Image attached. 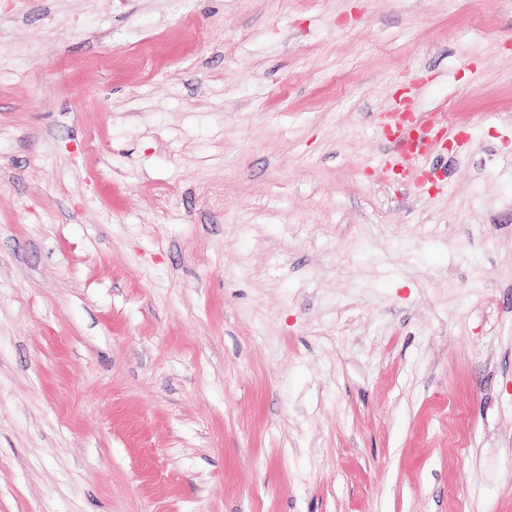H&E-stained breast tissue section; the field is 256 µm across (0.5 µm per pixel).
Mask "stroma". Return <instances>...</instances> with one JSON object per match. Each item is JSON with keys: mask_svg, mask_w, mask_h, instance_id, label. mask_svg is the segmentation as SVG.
<instances>
[{"mask_svg": "<svg viewBox=\"0 0 512 512\" xmlns=\"http://www.w3.org/2000/svg\"><path fill=\"white\" fill-rule=\"evenodd\" d=\"M0 512H512V0H0ZM444 112H447L446 107L441 108L436 113L421 115L422 122L413 120L407 115V121L411 126L405 131L399 142L401 149L412 152L417 155L414 157L420 158L429 156L431 151L437 146H443L442 144H439L437 132L435 128L430 125V122L434 115H446ZM414 132L417 134L416 137H413ZM443 147L446 148L445 146Z\"/></svg>", "mask_w": 512, "mask_h": 512, "instance_id": "35a3bbf8", "label": "stroma"}]
</instances>
